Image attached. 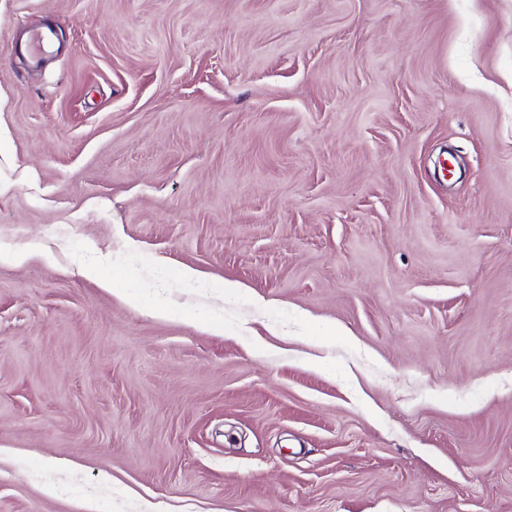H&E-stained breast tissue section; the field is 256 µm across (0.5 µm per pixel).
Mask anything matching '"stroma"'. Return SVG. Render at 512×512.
<instances>
[{"instance_id": "stroma-1", "label": "stroma", "mask_w": 512, "mask_h": 512, "mask_svg": "<svg viewBox=\"0 0 512 512\" xmlns=\"http://www.w3.org/2000/svg\"><path fill=\"white\" fill-rule=\"evenodd\" d=\"M1 249L0 512H512V0H0ZM120 298L150 316L165 317L170 312V307L165 301L158 299L151 303H143L140 297L131 291V288H122Z\"/></svg>"}]
</instances>
